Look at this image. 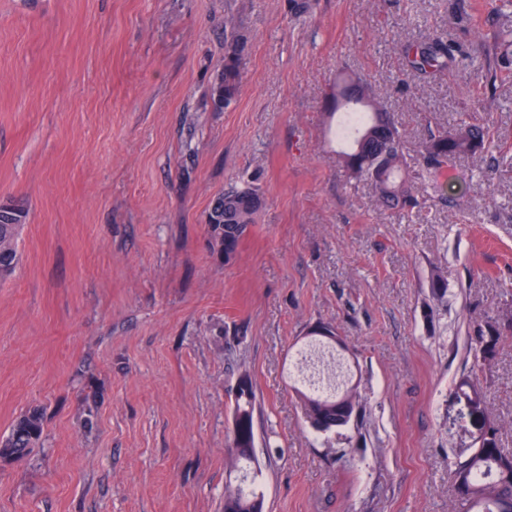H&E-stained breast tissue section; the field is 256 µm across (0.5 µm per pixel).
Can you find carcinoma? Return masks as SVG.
Returning <instances> with one entry per match:
<instances>
[{"mask_svg":"<svg viewBox=\"0 0 512 512\" xmlns=\"http://www.w3.org/2000/svg\"><path fill=\"white\" fill-rule=\"evenodd\" d=\"M494 67L512 74V27L502 28L493 38ZM244 43L231 40L224 54V70L213 88L215 106L229 105L236 99L241 82V60ZM409 76L425 79L464 58L461 50L438 36L409 44L404 49ZM333 110L339 113L334 129L336 139L345 143L339 161L347 173L373 184L379 204L390 209L412 208L413 177L407 171L402 151V134L393 115L382 105L373 87L359 77L347 75L336 85ZM489 135L476 124H462L448 131L432 132L420 144L422 176L437 183L454 177L452 164L456 158L483 153ZM386 153L384 178L373 179L374 157ZM262 198L257 188H231L219 194L206 216L210 244L217 254L230 259L237 251L247 228L255 223ZM25 218L24 210L12 203L0 204V280L10 276L18 263V230ZM512 335V316L474 327L477 351L483 360L494 356L502 337ZM240 391L235 397L232 415V437L227 453L236 464L256 462L255 456L239 455L237 448L255 446V392L249 375L239 378ZM457 391L480 413L486 412V400L477 372L462 377ZM306 415L316 431L328 433L349 424L345 417L360 408L357 389L342 388L331 395L298 391ZM490 438L486 445L472 449L462 460L451 463L454 471L455 503L464 512H512V453L498 445L499 423L488 421ZM44 433V415L32 409L21 415L9 435L0 440V465L27 456ZM263 491L237 488L224 497V512H262Z\"/></svg>","mask_w":512,"mask_h":512,"instance_id":"cac0c4a2","label":"carcinoma"}]
</instances>
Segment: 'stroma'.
Segmentation results:
<instances>
[{
    "mask_svg": "<svg viewBox=\"0 0 512 512\" xmlns=\"http://www.w3.org/2000/svg\"><path fill=\"white\" fill-rule=\"evenodd\" d=\"M496 2L0 0V203L25 211L0 281V436L45 412L42 445L0 469V512H224L245 372L265 512H449V461L480 429L454 392L473 368L512 451V335L487 361L470 336L512 311ZM436 35L470 63L410 79L400 45ZM235 36L242 86L218 110ZM342 73L381 94L410 170L464 120L498 149L443 187L416 181L411 211L381 207L336 159ZM248 180L262 206L227 261L207 212ZM321 323L366 406L328 434L288 379Z\"/></svg>",
    "mask_w": 512,
    "mask_h": 512,
    "instance_id": "stroma-1",
    "label": "stroma"
}]
</instances>
